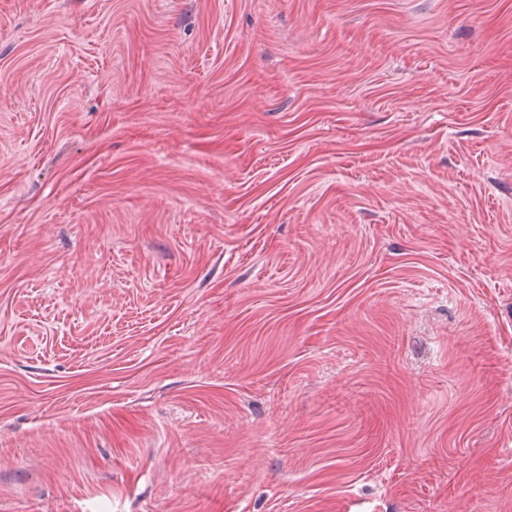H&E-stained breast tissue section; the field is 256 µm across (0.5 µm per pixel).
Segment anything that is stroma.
I'll return each instance as SVG.
<instances>
[{
	"instance_id": "stroma-1",
	"label": "stroma",
	"mask_w": 512,
	"mask_h": 512,
	"mask_svg": "<svg viewBox=\"0 0 512 512\" xmlns=\"http://www.w3.org/2000/svg\"><path fill=\"white\" fill-rule=\"evenodd\" d=\"M0 512H512V0H0Z\"/></svg>"
}]
</instances>
